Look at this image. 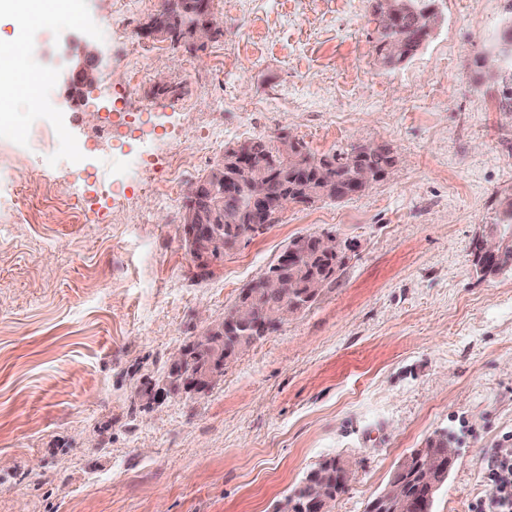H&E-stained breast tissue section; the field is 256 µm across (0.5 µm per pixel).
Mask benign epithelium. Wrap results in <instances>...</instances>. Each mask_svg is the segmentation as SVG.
Returning a JSON list of instances; mask_svg holds the SVG:
<instances>
[{
  "label": "benign epithelium",
  "mask_w": 512,
  "mask_h": 512,
  "mask_svg": "<svg viewBox=\"0 0 512 512\" xmlns=\"http://www.w3.org/2000/svg\"><path fill=\"white\" fill-rule=\"evenodd\" d=\"M378 27L391 28L393 19L407 8L405 0H380ZM145 32L153 37L164 38L168 34H179L195 45H203L215 32L212 19H202L182 0H170L169 12L152 16L146 23ZM93 56L87 52L71 73L74 85L83 90L96 83L97 74L91 63ZM361 170V189H367L374 181L384 176L386 169L378 170L371 166L365 155L353 159ZM275 171L260 155H245L239 146H228L217 166L201 179L192 181L185 190L188 207L184 210L182 224L178 225L179 237L195 266L210 271L215 256L224 253V242H238L248 237L258 236L272 223L278 212L303 199L312 204L335 194L334 183L328 179L318 180L306 186L302 192L285 191L280 199L273 202L266 193V184ZM231 183L236 197L245 200L244 223L233 224L224 216V198L207 192L211 186ZM479 249L475 253L479 268L495 273L506 264H512V225L493 224L489 231L477 236ZM342 244L332 234L318 235L310 240L298 242L282 254L281 263L290 259H314L339 255ZM264 287L279 298V302L268 312V320L282 323L288 317L307 306V302L288 297V282L276 273H268ZM251 299L238 298L228 309V319L246 320L250 316ZM217 333V323L211 322L203 334L182 347L171 356L172 367L179 371L183 388L187 392L197 391L203 385L211 386L222 375L224 359L222 352L215 348L212 335ZM419 462L416 472L418 483L427 491L438 485V480L449 473L456 461V449L448 445V456L440 458L432 448H420L414 458H406L399 465L390 482L380 495L384 508L389 512H401V505L408 498V471L412 461ZM305 501L304 512H332L335 497L320 482L312 483L309 489L300 492Z\"/></svg>",
  "instance_id": "7a95c632"
}]
</instances>
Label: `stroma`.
<instances>
[{"label":"stroma","mask_w":512,"mask_h":512,"mask_svg":"<svg viewBox=\"0 0 512 512\" xmlns=\"http://www.w3.org/2000/svg\"><path fill=\"white\" fill-rule=\"evenodd\" d=\"M163 3L111 34V8L80 0L22 34L46 106L17 97L0 123V512H275L334 456L353 476L332 512H367L441 431L458 458L433 512H469L512 435V267L482 275L472 251L512 200V112L486 67L512 0H437L440 26L393 69L375 0H213L214 38L165 41L128 90L126 49L154 45ZM88 41L125 141L100 136L110 100L81 107L68 80ZM284 136L395 163L350 198L288 205L197 279L176 234L186 183L229 144ZM174 173L173 202L144 190ZM323 233L345 252L335 283L215 385L171 389L172 352Z\"/></svg>","instance_id":"obj_1"}]
</instances>
